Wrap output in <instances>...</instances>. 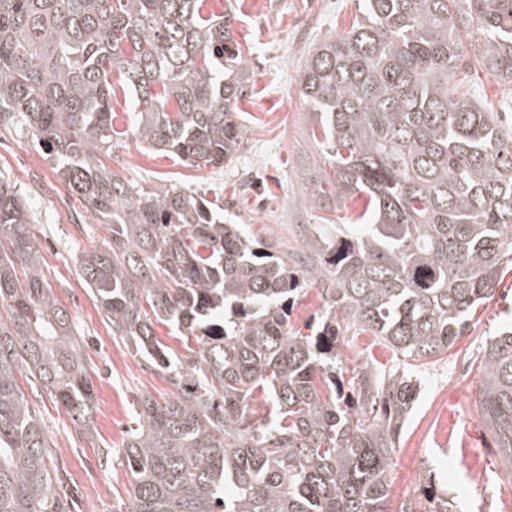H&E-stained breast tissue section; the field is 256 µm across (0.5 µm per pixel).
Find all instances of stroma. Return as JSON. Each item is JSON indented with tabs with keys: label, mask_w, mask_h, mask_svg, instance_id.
Masks as SVG:
<instances>
[{
	"label": "stroma",
	"mask_w": 512,
	"mask_h": 512,
	"mask_svg": "<svg viewBox=\"0 0 512 512\" xmlns=\"http://www.w3.org/2000/svg\"><path fill=\"white\" fill-rule=\"evenodd\" d=\"M217 14L234 7L236 38L248 54L253 83L240 103L242 146L221 167H189L174 156L126 139L112 150V168L140 185L160 182L220 201L225 217L244 225L256 241L280 253L302 256L310 225L338 212L310 209L306 179L326 159L312 136L309 107L299 80L309 49L349 30L362 0H208ZM482 103L512 128V92L477 68L465 75ZM0 174L23 193L34 216L32 231L43 246L44 274L79 325L94 367L96 434L77 435L63 408L48 395L37 399L50 444L65 467L72 512H113L130 475L116 460L133 422L132 402L141 391L161 397L169 381L113 339L106 318L76 270L75 259L101 244L103 224L57 177L31 137L0 134ZM512 325V272L496 297L480 307L462 337L439 360L417 369L419 395L393 454L387 512H435L432 491L446 492L448 512H501L512 501V468L504 465L478 406L487 340Z\"/></svg>",
	"instance_id": "35a3bbf8"
}]
</instances>
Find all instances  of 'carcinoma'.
<instances>
[{"label": "carcinoma", "instance_id": "1", "mask_svg": "<svg viewBox=\"0 0 512 512\" xmlns=\"http://www.w3.org/2000/svg\"><path fill=\"white\" fill-rule=\"evenodd\" d=\"M206 2L0 0V132H29L107 227L78 274L112 337L173 384L162 400L136 398L139 425L120 449L129 501L113 512H386L413 370L467 332L512 266V131L451 85L473 62L512 85V0H363L362 21L312 48L300 91L329 169L311 175L306 200L363 197L348 220L368 232L316 224L302 260L254 242L205 197L106 164L129 135L193 166L238 152L253 69L232 9ZM119 89L135 104L127 130L115 125ZM32 223L0 176V512H69L19 375L87 437L96 397ZM310 278L325 306L305 335L290 310ZM166 323L189 356L160 341ZM347 327L403 370L366 362L344 382ZM478 399L512 467L511 332L485 346Z\"/></svg>", "mask_w": 512, "mask_h": 512}]
</instances>
